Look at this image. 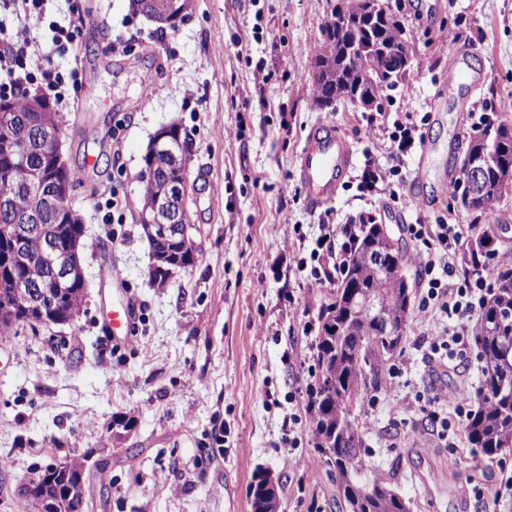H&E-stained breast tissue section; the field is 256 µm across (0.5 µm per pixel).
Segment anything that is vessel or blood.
Instances as JSON below:
<instances>
[{
    "label": "vessel or blood",
    "instance_id": "1",
    "mask_svg": "<svg viewBox=\"0 0 512 512\" xmlns=\"http://www.w3.org/2000/svg\"><path fill=\"white\" fill-rule=\"evenodd\" d=\"M353 160L351 145L331 127L324 125L312 133L297 160L299 180L312 208H322L334 199L350 173ZM133 320L134 312L128 300L113 304L108 323L114 344L129 343Z\"/></svg>",
    "mask_w": 512,
    "mask_h": 512
}]
</instances>
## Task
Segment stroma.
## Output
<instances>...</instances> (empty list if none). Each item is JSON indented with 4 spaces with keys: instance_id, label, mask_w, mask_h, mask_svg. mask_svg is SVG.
<instances>
[{
    "instance_id": "1",
    "label": "stroma",
    "mask_w": 512,
    "mask_h": 512,
    "mask_svg": "<svg viewBox=\"0 0 512 512\" xmlns=\"http://www.w3.org/2000/svg\"><path fill=\"white\" fill-rule=\"evenodd\" d=\"M129 0H47L41 16L9 29L43 38L50 24H77L72 45L52 53L63 74L91 72L63 113L62 152L84 170L73 204L87 226L85 298L75 325L13 328L0 338V512L26 503L19 490L51 463L87 458L85 512H252L260 470L279 481L280 512H343L334 468L316 464L304 434L300 394L315 369L317 322L335 282H317L309 257L324 221L385 225L405 253L411 224L449 217L467 256L475 217L452 189L478 113L512 98V0H403L414 29V74L394 93L389 115L421 126L427 153L403 160L424 173L421 210L402 212L386 196L361 197L357 177L368 146L367 115L312 103L310 62L336 0H194L176 28L132 14ZM125 47L112 51L116 36ZM480 79L469 111L456 107L449 66ZM178 124L195 140L188 190L200 257L167 283L150 279L147 240L137 221L143 156L155 132ZM328 123L352 146L353 176L326 210L312 211L297 159ZM94 166H86L87 157ZM119 193L123 223L104 221ZM498 240L486 265L512 264V195L496 205ZM302 238L289 242L292 228ZM128 294L133 342L117 348L105 314ZM454 322L411 311L401 345L362 411L361 483L380 480L411 512H512V448L489 460L465 431L439 440L441 420H459L458 396L478 410L483 359L470 343L442 364L428 340ZM411 407L394 409L395 400ZM296 444H289V437ZM440 477L428 492L420 478Z\"/></svg>"
}]
</instances>
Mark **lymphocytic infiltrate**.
I'll return each mask as SVG.
<instances>
[{
	"mask_svg": "<svg viewBox=\"0 0 512 512\" xmlns=\"http://www.w3.org/2000/svg\"><path fill=\"white\" fill-rule=\"evenodd\" d=\"M51 45L61 48L72 42L74 35L69 28L52 26ZM47 44V45H50ZM46 44L39 40L14 41L9 39L7 29L0 24V96H8L14 87L24 84L33 91L54 99L57 105L67 106L69 94L64 77L50 63L46 56ZM370 132H385L388 145L385 149L386 163H379L374 157H367L361 175L359 188L362 195L389 194L401 208L416 210L417 202L395 188V178L401 177V161L414 146L423 143L422 131L414 123L402 119L369 120ZM415 239L422 244L411 256L413 262L424 269L427 291L419 303L420 312L439 309L454 319L450 335L433 338L430 343L432 354L454 355L464 349L469 339V322L475 310L472 297L475 292L487 290L484 276V261H477L467 268L459 267L454 256L460 246L459 235L453 225L415 224L411 227ZM343 236L341 247H333L332 237ZM357 227L353 224H325L324 233L316 241L312 251L314 260L331 261L336 271H343L350 255ZM459 279L458 287H450L451 279Z\"/></svg>",
	"mask_w": 512,
	"mask_h": 512,
	"instance_id": "lymphocytic-infiltrate-1",
	"label": "lymphocytic infiltrate"
}]
</instances>
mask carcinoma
<instances>
[{"mask_svg": "<svg viewBox=\"0 0 512 512\" xmlns=\"http://www.w3.org/2000/svg\"><path fill=\"white\" fill-rule=\"evenodd\" d=\"M133 13L142 14L159 25L171 28L184 22L192 10V0H130ZM358 8L368 12L360 24L344 29L336 14L324 21L321 39L311 61L313 103L320 109L334 108L338 102L368 109L377 102L392 100V91L404 88L412 71L405 68L401 55L383 49L395 43L410 42L412 32L404 22L402 0H373ZM13 107L10 123L21 127L32 115L40 126L63 133L62 116L44 109L48 99L23 90L0 103ZM175 155L148 148L145 168L155 167L152 181L144 184L138 211L150 247L151 279L160 284L169 279V270L190 267L198 258L192 238H161L152 224L144 221L156 198L165 192L168 181L179 178L193 160L191 135L169 126ZM489 159L485 165L481 194L474 198L462 191L460 204L481 214L502 197L512 193V130L504 122L486 121L468 140L462 163ZM50 168L32 137L26 152L10 130L0 123V195L13 202L10 212L0 210V329L41 322L65 323L63 314L42 316L37 302L45 295H62L64 308L81 306L84 301V270L81 250L85 224L72 207L71 198L81 184L76 169L61 166L52 179L32 187L31 176ZM496 237V226L479 225L471 241V253H483ZM29 242V253L36 254L40 240L57 239L69 249L70 277L58 284L51 269L39 267L19 256L20 239ZM406 254L380 224H368L355 242L351 258L336 283V299L320 313L315 344L314 382L309 386L314 428V448L320 463L336 469L338 491L347 512H410V502L383 483L374 480L363 485L355 478L361 467L362 439L359 433V401L370 387L379 385L384 363L398 349L402 334L384 333L385 321L369 318L358 306L361 289L379 296L390 323L407 325L412 289L405 276ZM495 288L485 300L478 319L477 341L484 360V383L479 409L466 426L469 444L491 459L504 448H512V267L495 272ZM32 499L42 497L55 505V512H83L84 487L75 486L65 495L58 481L44 469L37 479L23 488ZM252 512H279L280 499L265 501L251 490Z\"/></svg>", "mask_w": 512, "mask_h": 512, "instance_id": "carcinoma-1", "label": "carcinoma"}]
</instances>
